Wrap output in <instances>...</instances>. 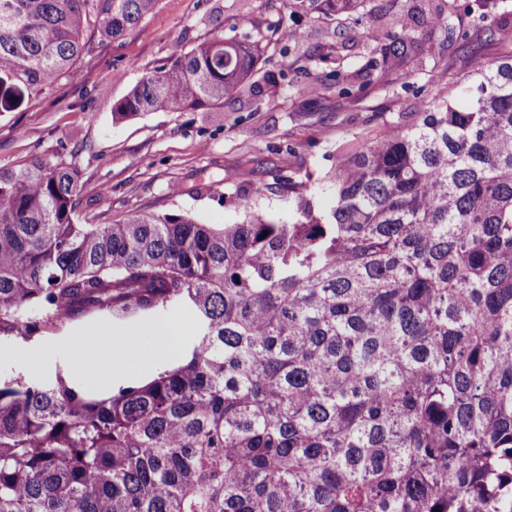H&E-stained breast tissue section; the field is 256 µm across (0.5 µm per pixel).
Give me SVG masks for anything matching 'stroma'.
I'll use <instances>...</instances> for the list:
<instances>
[{
	"mask_svg": "<svg viewBox=\"0 0 512 512\" xmlns=\"http://www.w3.org/2000/svg\"><path fill=\"white\" fill-rule=\"evenodd\" d=\"M257 6V0H159L154 14L120 46L84 57L52 93L25 110L0 112V166L15 167L36 155L48 158L64 146L74 149L86 185L81 215L93 224L143 210L231 224L242 216L245 190L258 183L265 187L258 209L288 220L294 203L279 177H323L336 162L337 146L354 133L377 125L387 112L421 111L424 101L443 92L432 77V60L415 53L386 81L340 98L316 80L324 63H310L308 75L284 78L281 56L269 52L222 106L113 117V103L142 75L206 39L217 24L257 18ZM465 27L466 38H450L445 53L455 74L476 71L512 47V0L486 15L474 10ZM186 312L183 306L126 316L91 311L29 338L2 331L0 350L13 351L15 361L0 365V380L63 378L71 339L90 329L112 340L131 337L133 352L148 351L154 325ZM37 349L50 354L55 372L36 367Z\"/></svg>",
	"mask_w": 512,
	"mask_h": 512,
	"instance_id": "35a3bbf8",
	"label": "stroma"
}]
</instances>
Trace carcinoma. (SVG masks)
Listing matches in <instances>:
<instances>
[{"mask_svg":"<svg viewBox=\"0 0 512 512\" xmlns=\"http://www.w3.org/2000/svg\"><path fill=\"white\" fill-rule=\"evenodd\" d=\"M158 0H0V112L50 93ZM377 0H261L266 28L206 40L145 74L123 119L224 104L297 14L361 28L381 79L412 27H370ZM462 0L420 25L462 29ZM321 83L364 89L341 63ZM314 212L200 224L142 212L80 222L62 155L0 167V331L92 310H192L191 358L106 399L0 382V512H512V49L336 149ZM37 309L41 319L28 313Z\"/></svg>","mask_w":512,"mask_h":512,"instance_id":"obj_1","label":"carcinoma"}]
</instances>
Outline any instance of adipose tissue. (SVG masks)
<instances>
[{
  "mask_svg": "<svg viewBox=\"0 0 512 512\" xmlns=\"http://www.w3.org/2000/svg\"><path fill=\"white\" fill-rule=\"evenodd\" d=\"M184 319L176 318L157 325L154 330L156 356L160 364L175 365L190 358L193 341L186 336ZM130 340L121 339L110 343L96 334L82 337L72 348V359L66 373L80 389L99 398H107L115 383L131 377H146L150 371L146 366L128 369L125 365Z\"/></svg>",
  "mask_w": 512,
  "mask_h": 512,
  "instance_id": "1",
  "label": "adipose tissue"
}]
</instances>
